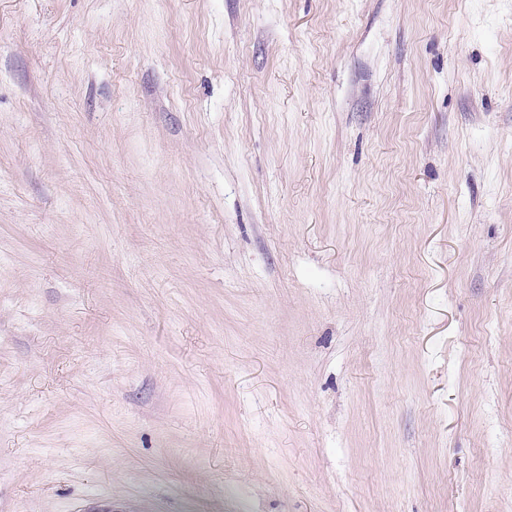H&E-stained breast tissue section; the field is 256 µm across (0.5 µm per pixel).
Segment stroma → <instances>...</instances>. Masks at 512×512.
Wrapping results in <instances>:
<instances>
[{"instance_id":"1","label":"stroma","mask_w":512,"mask_h":512,"mask_svg":"<svg viewBox=\"0 0 512 512\" xmlns=\"http://www.w3.org/2000/svg\"><path fill=\"white\" fill-rule=\"evenodd\" d=\"M0 512H512V0H0Z\"/></svg>"}]
</instances>
